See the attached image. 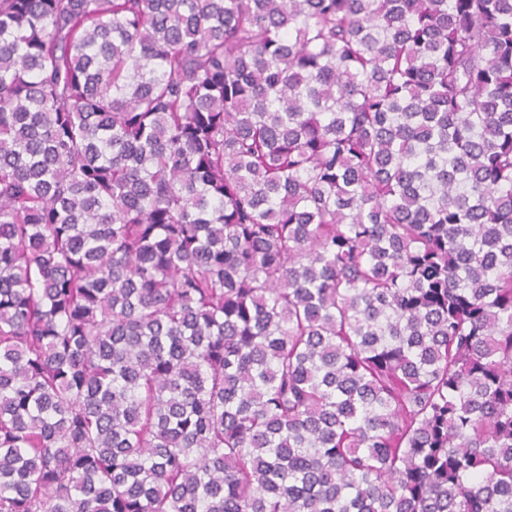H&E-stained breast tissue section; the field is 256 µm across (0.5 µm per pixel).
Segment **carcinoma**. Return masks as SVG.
Instances as JSON below:
<instances>
[{"instance_id": "cac0c4a2", "label": "carcinoma", "mask_w": 512, "mask_h": 512, "mask_svg": "<svg viewBox=\"0 0 512 512\" xmlns=\"http://www.w3.org/2000/svg\"><path fill=\"white\" fill-rule=\"evenodd\" d=\"M0 512H512V0H0Z\"/></svg>"}]
</instances>
